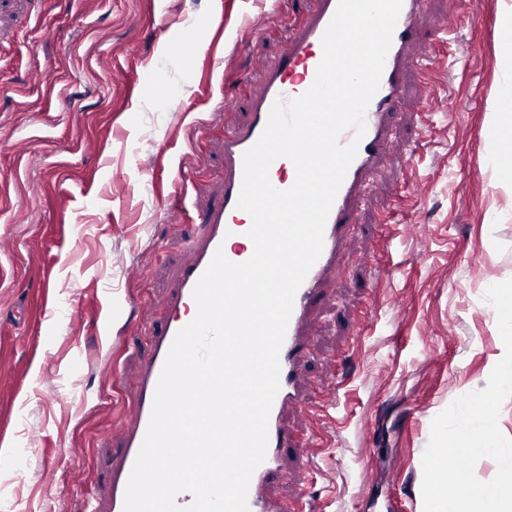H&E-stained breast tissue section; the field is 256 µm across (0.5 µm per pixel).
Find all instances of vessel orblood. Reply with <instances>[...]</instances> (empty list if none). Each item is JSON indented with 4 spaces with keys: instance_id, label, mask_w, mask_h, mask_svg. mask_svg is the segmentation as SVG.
I'll list each match as a JSON object with an SVG mask.
<instances>
[{
    "instance_id": "vessel-or-blood-1",
    "label": "vessel or blood",
    "mask_w": 512,
    "mask_h": 512,
    "mask_svg": "<svg viewBox=\"0 0 512 512\" xmlns=\"http://www.w3.org/2000/svg\"><path fill=\"white\" fill-rule=\"evenodd\" d=\"M338 2L315 0V7L306 21L291 28L286 45L273 56L264 53L260 29L254 26L248 30L252 52L261 60L250 101V117L245 124L229 129L224 135L221 185L198 214L203 232L189 245L191 259L174 275L165 303V320L148 334L150 353L132 383L129 424L112 463L104 512H123L126 485L148 428L155 389L169 348L177 332L192 321L197 312L192 296L195 284L208 268L216 250H223L235 263L245 262L252 255L251 249L244 244L251 218L237 207L243 178V154L261 135L274 102L280 98L297 97L313 83L323 54L322 36ZM425 3L426 0H403L380 88L366 111V134L331 208L322 254L295 296L280 351V389L269 416L266 459L253 473L248 488L250 512H274L264 494L265 486L272 477L283 474L284 456L292 452L299 458H307L313 445L312 440H299L290 432L283 422V415L288 407L306 404L305 357L315 341L310 333V321L328 297L326 282L344 243L360 224L362 199L374 186L379 169L393 149L394 128L402 111L400 91L404 75L410 70L427 72L434 64L433 56L419 49V19ZM24 10L23 0H0V32L14 34V24ZM269 177L276 188H289L296 178L295 167L289 159H277L270 167Z\"/></svg>"
}]
</instances>
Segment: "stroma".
Segmentation results:
<instances>
[{
  "label": "stroma",
  "instance_id": "1",
  "mask_svg": "<svg viewBox=\"0 0 512 512\" xmlns=\"http://www.w3.org/2000/svg\"><path fill=\"white\" fill-rule=\"evenodd\" d=\"M475 2L437 69L407 74L401 149L315 319L307 375L338 383L339 406L284 414L288 429L320 436L312 464L286 457L289 479L268 484L292 512H377L385 499L423 512L432 419L485 388L505 353L485 300L489 283L512 278V190L484 139L500 3ZM312 6L290 0L271 17L263 0H33L21 40L0 42V512H83L103 495L144 330L163 322L156 302L200 230L169 207L170 175L189 167L199 202L217 191L224 131L247 120L257 75L243 25L262 23L272 55ZM197 32L221 70L201 53L184 63ZM421 129L432 146L407 165L403 146ZM415 181L421 193H407ZM404 224L423 237L403 238ZM114 295L124 305L111 317ZM20 296L30 319L15 328Z\"/></svg>",
  "mask_w": 512,
  "mask_h": 512
}]
</instances>
